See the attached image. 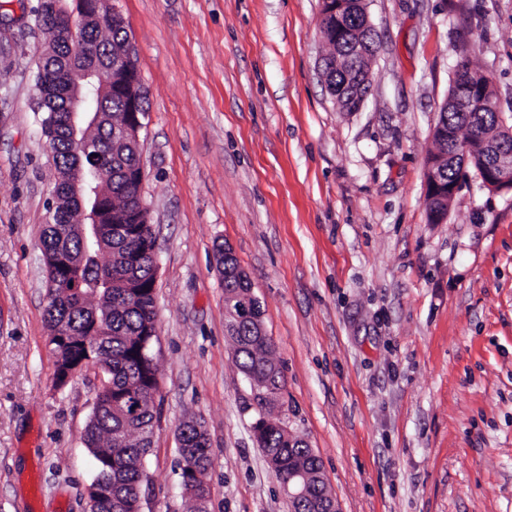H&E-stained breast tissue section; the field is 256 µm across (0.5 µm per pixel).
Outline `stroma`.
I'll list each match as a JSON object with an SVG mask.
<instances>
[{
	"mask_svg": "<svg viewBox=\"0 0 512 512\" xmlns=\"http://www.w3.org/2000/svg\"><path fill=\"white\" fill-rule=\"evenodd\" d=\"M147 90L142 194L158 248L160 388L142 512H189L177 431L201 419L207 512H293L265 415L319 458L342 512H512V192L469 174L443 223L425 162L456 65L512 114V0H367L359 111L320 77L321 0H109ZM0 0V512H89L103 375L54 382L32 112L44 34ZM262 303L284 379L259 407L226 330L217 245Z\"/></svg>",
	"mask_w": 512,
	"mask_h": 512,
	"instance_id": "35a3bbf8",
	"label": "stroma"
}]
</instances>
